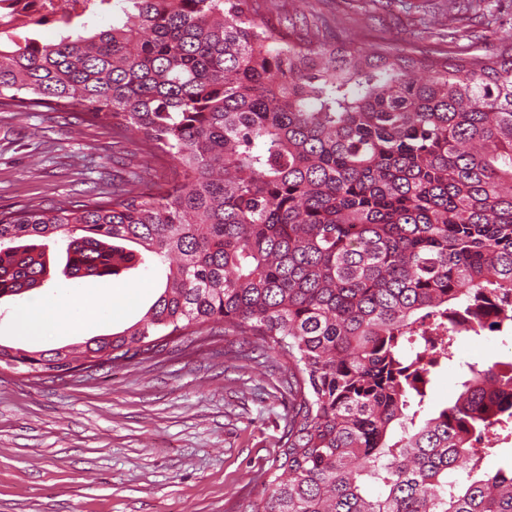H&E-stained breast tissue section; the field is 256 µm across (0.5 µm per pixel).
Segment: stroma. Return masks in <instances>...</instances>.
Wrapping results in <instances>:
<instances>
[{
    "instance_id": "obj_1",
    "label": "stroma",
    "mask_w": 512,
    "mask_h": 512,
    "mask_svg": "<svg viewBox=\"0 0 512 512\" xmlns=\"http://www.w3.org/2000/svg\"><path fill=\"white\" fill-rule=\"evenodd\" d=\"M274 32L371 50L380 45L414 56L489 53L512 34V0H485L484 17L468 19L449 0H252ZM163 182L172 172L107 122L50 106L0 111V209L82 198L111 190L126 171ZM158 272L130 280L112 315L82 319L67 335H31L13 321L46 294L62 302L97 297L107 280L58 278L0 301V342L47 350L107 335L137 321L158 293ZM235 336L182 331L150 359L104 364L57 377L0 367V512H250L280 452L286 410L283 376L225 357ZM512 356V335L459 336L457 364L429 391L436 410L460 392L459 363Z\"/></svg>"
}]
</instances>
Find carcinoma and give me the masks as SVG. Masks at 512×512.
Instances as JSON below:
<instances>
[{
  "mask_svg": "<svg viewBox=\"0 0 512 512\" xmlns=\"http://www.w3.org/2000/svg\"><path fill=\"white\" fill-rule=\"evenodd\" d=\"M112 8L107 29L63 18L54 43L0 42V110L110 120L177 175L0 211V298L50 281L52 245L68 279L166 263L165 285L120 332L64 354L0 344V363L116 364L222 323L234 358L287 375L251 512H512V470L482 471L512 437V359L468 365L422 419L457 337L512 326V35L415 59L287 40L250 0Z\"/></svg>",
  "mask_w": 512,
  "mask_h": 512,
  "instance_id": "carcinoma-1",
  "label": "carcinoma"
}]
</instances>
